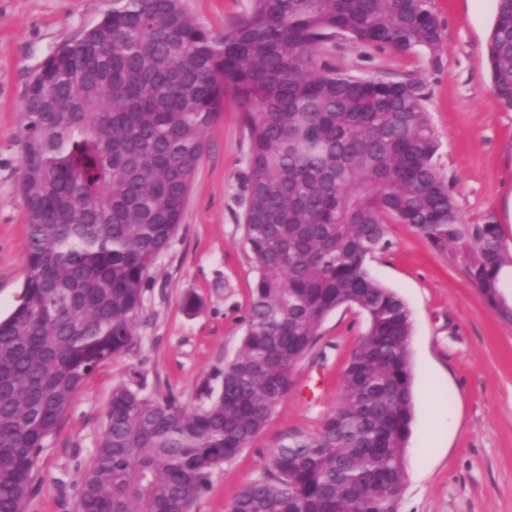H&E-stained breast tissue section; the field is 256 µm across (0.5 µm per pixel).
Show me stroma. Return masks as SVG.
I'll return each mask as SVG.
<instances>
[{
    "mask_svg": "<svg viewBox=\"0 0 512 512\" xmlns=\"http://www.w3.org/2000/svg\"><path fill=\"white\" fill-rule=\"evenodd\" d=\"M214 32L231 27L248 0H184ZM112 0H0V319L19 304L27 262L20 193V131L33 72L64 43L98 22ZM443 30L438 65L427 55L343 44L336 67L362 77L410 75L426 87L441 142L438 169L453 188L459 238L440 249L405 224L388 227L392 247L370 274L411 312L414 420L407 481L397 512H512V321L482 299L470 277L472 232L494 221L512 247V110L495 97L484 48L495 0H430ZM248 148L233 106L205 134L181 225L149 271L134 354L87 378L47 438L27 512H73L76 488L101 437L112 389L138 375L143 395L193 410L219 386L237 352L254 257L238 218ZM367 327L341 307L294 369V385L248 448L216 469L194 512H228L258 477L270 451L292 435L319 430L335 409L342 373Z\"/></svg>",
    "mask_w": 512,
    "mask_h": 512,
    "instance_id": "obj_1",
    "label": "stroma"
}]
</instances>
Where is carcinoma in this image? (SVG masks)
I'll use <instances>...</instances> for the list:
<instances>
[{
	"label": "carcinoma",
	"mask_w": 512,
	"mask_h": 512,
	"mask_svg": "<svg viewBox=\"0 0 512 512\" xmlns=\"http://www.w3.org/2000/svg\"><path fill=\"white\" fill-rule=\"evenodd\" d=\"M341 38L434 62L442 47L429 0H250L222 33L184 0H112L34 74L21 136L27 276L0 320V512H26L44 438L101 363L135 350L149 270L227 99L248 135L241 223L257 266L240 346L195 410L113 388L75 512H193L343 306L367 329L335 410L273 449L229 512H395L414 419L412 319L367 262L390 248V224L443 249L460 217L425 86L336 68L325 51ZM485 55L512 109V0H496ZM475 238L471 277L512 321V250L493 221Z\"/></svg>",
	"instance_id": "carcinoma-1"
}]
</instances>
